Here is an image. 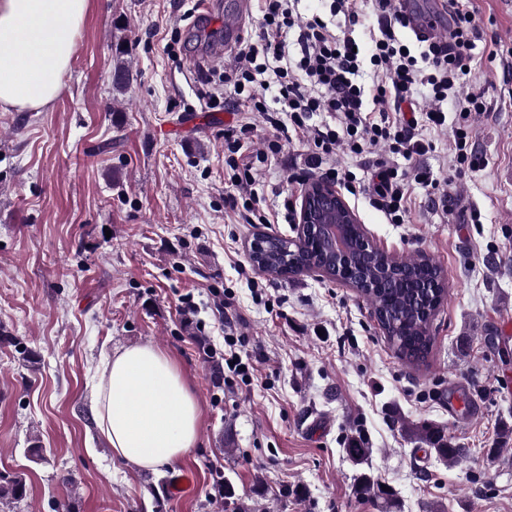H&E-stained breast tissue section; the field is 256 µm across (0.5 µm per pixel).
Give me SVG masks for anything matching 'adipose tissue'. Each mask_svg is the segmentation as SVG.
<instances>
[{"mask_svg":"<svg viewBox=\"0 0 512 512\" xmlns=\"http://www.w3.org/2000/svg\"><path fill=\"white\" fill-rule=\"evenodd\" d=\"M87 0H0V112H33L57 97ZM97 427L136 470L185 458L199 440L197 402L175 362L150 344L120 346L98 369Z\"/></svg>","mask_w":512,"mask_h":512,"instance_id":"1","label":"adipose tissue"}]
</instances>
